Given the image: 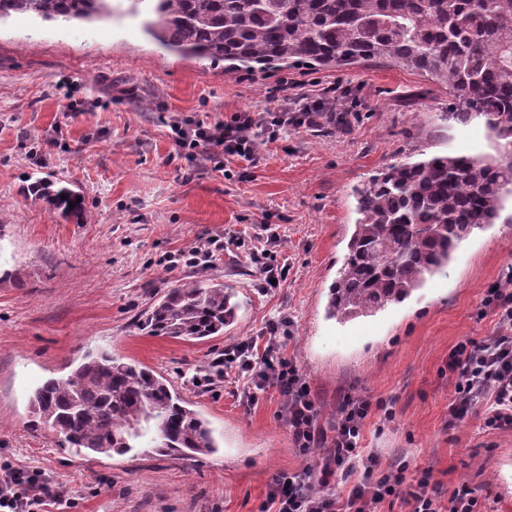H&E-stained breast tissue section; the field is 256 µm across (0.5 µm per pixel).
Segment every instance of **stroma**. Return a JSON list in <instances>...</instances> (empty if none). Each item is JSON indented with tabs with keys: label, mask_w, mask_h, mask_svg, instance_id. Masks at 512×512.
Segmentation results:
<instances>
[{
	"label": "stroma",
	"mask_w": 512,
	"mask_h": 512,
	"mask_svg": "<svg viewBox=\"0 0 512 512\" xmlns=\"http://www.w3.org/2000/svg\"><path fill=\"white\" fill-rule=\"evenodd\" d=\"M72 88L71 99L58 88ZM330 96L343 121L291 130L262 146L257 167L231 176L204 157L187 159L165 123L214 124L241 111ZM81 109L69 111V100ZM445 88L414 71L366 61L347 68L225 72L186 59L144 34L139 18L93 24L17 15L0 26V461L38 468L70 500L49 512H260L272 476L301 469L270 392L247 405L241 384L185 386L226 345L289 320L284 353L333 418L340 390L394 403L393 421L369 420L366 451L403 454L410 476L432 470L444 488L488 493L486 512H512V430H488L469 413L448 423V352L497 327L483 311L487 288L512 267V204L407 300L371 317L326 319L328 289L358 219L355 187L378 169L448 153L498 155L483 120L448 119ZM63 179L85 198L82 219L47 212L34 181ZM273 224L279 287L262 291L247 251L223 256L208 277L237 290L236 323L205 341L149 336L138 319L191 270L168 255L207 237H249ZM107 349L164 375L209 420L218 453L183 459L115 455L88 460L33 425L32 389L88 349Z\"/></svg>",
	"instance_id": "obj_1"
}]
</instances>
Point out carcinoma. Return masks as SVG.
<instances>
[{
  "instance_id": "1",
  "label": "carcinoma",
  "mask_w": 512,
  "mask_h": 512,
  "mask_svg": "<svg viewBox=\"0 0 512 512\" xmlns=\"http://www.w3.org/2000/svg\"><path fill=\"white\" fill-rule=\"evenodd\" d=\"M144 4L145 33L184 57L261 72L383 61L448 89L449 118H482L498 147L512 143V0H0V24L15 14L93 23L138 16ZM32 191L49 212H85L80 192L59 181L39 180ZM355 196L360 219L326 304L339 322L409 298L495 223L512 199V160L442 154L392 164ZM234 297L221 281L191 278L156 299L140 327L185 341L221 336L237 320ZM29 406L38 424L92 459L218 449L207 420L167 378L105 350L36 386Z\"/></svg>"
}]
</instances>
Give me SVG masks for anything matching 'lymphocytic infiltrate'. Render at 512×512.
<instances>
[{
    "label": "lymphocytic infiltrate",
    "mask_w": 512,
    "mask_h": 512,
    "mask_svg": "<svg viewBox=\"0 0 512 512\" xmlns=\"http://www.w3.org/2000/svg\"><path fill=\"white\" fill-rule=\"evenodd\" d=\"M335 112L331 99L323 98L303 103L295 112L280 105L260 113L239 112L214 125L174 122L170 129L179 147L206 156L220 169L233 160L256 164L262 142L259 132H266V139L272 141L287 129L310 128L332 119ZM279 240L277 228L270 224L263 225L250 246L241 236L217 234L172 254L168 263L173 268L207 269L225 250L246 246L259 273V286L267 289L272 280H283L288 272L267 252ZM505 281V287L489 288L482 301L497 316L499 331L461 341L448 354V373L454 379L449 424H456L476 407L486 427L512 429V272ZM284 324L281 318L270 320L264 345L251 339L228 346L205 369L187 378L191 386L210 391L228 375H235L250 403L257 402L261 394L277 392L283 399L280 419L295 451L304 457L317 455L316 466L281 471L272 477L262 512H380L384 503L397 499L408 504L410 512H483L485 502L478 487L464 484L447 492L432 471L408 479L405 457L385 461L365 453L366 420L375 414L393 420L392 402L345 389L336 396L334 421L324 425L321 398L297 363L281 351ZM357 472L361 481L346 493L335 492L336 481L348 480ZM65 494L41 469L0 464V512H47L48 504L62 500Z\"/></svg>",
    "instance_id": "obj_1"
}]
</instances>
